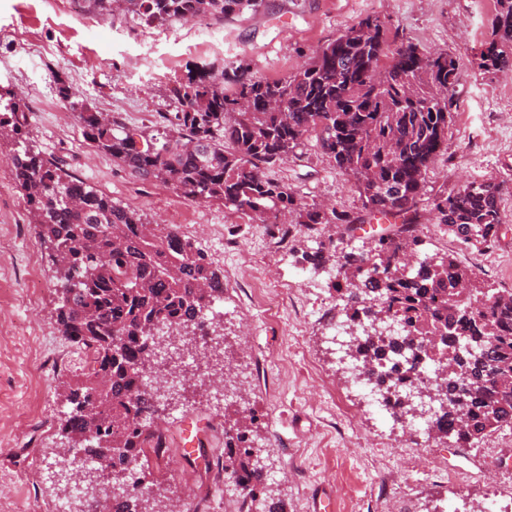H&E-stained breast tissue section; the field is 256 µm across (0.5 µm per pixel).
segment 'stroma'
Listing matches in <instances>:
<instances>
[{
  "instance_id": "obj_1",
  "label": "stroma",
  "mask_w": 512,
  "mask_h": 512,
  "mask_svg": "<svg viewBox=\"0 0 512 512\" xmlns=\"http://www.w3.org/2000/svg\"><path fill=\"white\" fill-rule=\"evenodd\" d=\"M496 8V0H264L258 11L224 20L147 27L127 13L72 10L67 0H0V85L21 91L29 107L22 138H0V512H17L30 497L47 510L61 499L45 470L67 444L59 431L67 407L57 394L58 382L78 373L70 345L57 330L54 267L12 174L11 159L24 147L63 161L144 222L166 224L175 215L193 225L192 240L219 269L247 268L240 287L224 295L222 333L241 352L229 386L233 399L215 388L162 395L152 426L178 433L185 422H205V448L216 453L224 449V429L236 411L250 405L256 417L254 452L279 476L269 495L288 512H315V500L324 495L333 500V512H372L371 502L381 498L391 500L392 512H439L446 504L444 485L424 481L411 498L400 491L401 483L424 467L477 473L463 512H478L488 487L512 494V486L499 481L505 466L493 461L497 455L512 457V427L469 445L433 440L430 457L411 463L389 445L401 429L382 425L366 410L354 427L339 414L338 402L356 405L360 397L330 343L335 304L305 319L289 306L269 313L240 300L243 288L286 285L333 296L328 268L303 259L317 248L315 237L297 228L276 246L258 219L136 179L97 152L75 119L61 121L65 104L57 94L58 81H65L96 110L139 127L172 111L169 89L191 71L215 66L230 73L244 63L253 76L282 79L361 19L378 17L389 48L411 42L424 51L448 52L459 63L448 149L426 176L429 198L421 202V212H428L430 197L441 190L490 178L503 184V224L492 249L467 247L439 225L422 235L419 253L454 254L484 287L500 288L512 280V75L478 67ZM46 99L55 100V107H43ZM271 175L303 203L363 210L352 181L315 141H306ZM33 271L39 288L32 296L21 283ZM298 341L334 391L305 380L296 364L282 362ZM139 476L148 493L147 512L160 500L183 507L193 494L224 493L205 469L179 452L166 470L146 463Z\"/></svg>"
}]
</instances>
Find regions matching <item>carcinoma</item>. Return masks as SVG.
<instances>
[{
  "label": "carcinoma",
  "instance_id": "carcinoma-1",
  "mask_svg": "<svg viewBox=\"0 0 512 512\" xmlns=\"http://www.w3.org/2000/svg\"><path fill=\"white\" fill-rule=\"evenodd\" d=\"M491 38L479 67L512 73V0H496ZM83 9L109 15L117 8L152 26L173 21L224 19L256 11L263 0H82ZM387 38L381 22L360 20L317 50L294 74L263 80L237 67L234 89L224 72L191 73L169 90L174 111L151 127L128 128L88 106L61 82L58 94L74 113L83 137L131 175L172 186L182 196L248 213L267 222L278 215L319 235L337 225L365 223L359 214L300 202L288 184L268 175L315 139L336 167L354 180L364 208L400 220L369 254L350 252L346 304L363 310L371 330L400 319L412 336H437L448 347V376L427 391L440 415L432 434L469 442L512 424V290L485 289L455 255H434L414 265L403 257L420 243L415 229L428 168L448 148L450 91L459 79L456 59L426 54L413 43L395 50L382 68ZM0 113V131L19 136L28 106L13 93ZM39 236L55 265L57 286L76 288L61 303V336L93 352L83 379L59 383L71 409L60 429L68 443L93 461L136 460L157 432L146 427L157 389L145 377L152 338L160 328L204 324V312L224 296V276L176 226L143 230L140 214L60 163L24 151L13 157ZM501 185L473 181L432 202L429 222L464 244L492 248L502 224ZM336 251L322 243L305 260L323 266ZM358 378L376 382L372 356L350 345ZM499 382L489 383L488 376ZM464 397L466 417L459 415ZM252 413L225 431V447L249 440ZM251 501L268 484V471L247 445L229 453Z\"/></svg>",
  "mask_w": 512,
  "mask_h": 512
}]
</instances>
